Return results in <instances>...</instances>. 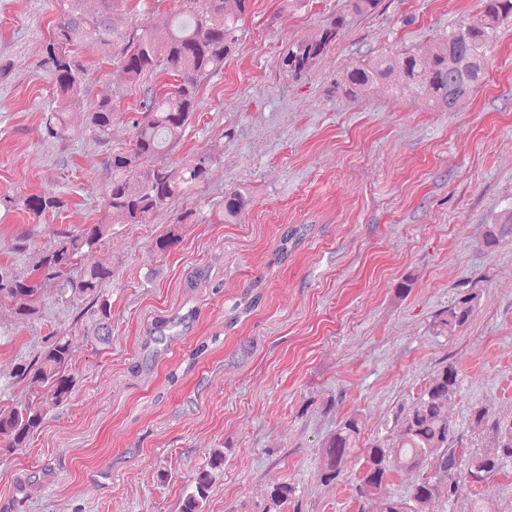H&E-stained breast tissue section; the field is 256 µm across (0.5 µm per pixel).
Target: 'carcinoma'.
Returning <instances> with one entry per match:
<instances>
[{"label": "carcinoma", "instance_id": "1", "mask_svg": "<svg viewBox=\"0 0 512 512\" xmlns=\"http://www.w3.org/2000/svg\"><path fill=\"white\" fill-rule=\"evenodd\" d=\"M96 14L82 9V0H60V13L45 45L43 65L55 78L56 105L47 115L43 132L49 138L62 135L66 115L83 103L86 65L80 50L92 48L116 65L117 75L140 92L141 118L133 122L131 149L113 154L112 183L106 191L104 217L95 224L59 233L58 242L46 251L26 275L12 265L0 263V302L12 304L23 319L39 315L38 302L46 281L57 283L64 302L86 301L82 313L84 335L94 344L107 346L112 338V269L94 260L97 247L112 235L114 227L143 224L170 201L188 196L206 181L214 156L206 151L187 156L172 166L159 162L180 144L198 107L202 82L224 67V58L238 42V32L251 0H185L176 14L158 16L142 33L119 35L110 21L113 0H98ZM379 0H346L344 9L313 37L299 40L282 56V67L298 78L311 70L342 33L360 18L373 14ZM512 21V0H482L481 11L436 37L428 56L409 51L391 55L366 54L336 74V94L355 100L377 89L395 95L422 96L437 110L457 112L470 99L484 78L488 54L506 20ZM158 74L173 77L171 88L148 81ZM92 131L101 137L112 123V101L102 100L87 113ZM5 206L20 207L35 217L63 207L51 192L3 198ZM247 202L239 190L224 193V217H233ZM307 233V226L286 231L279 241L281 258L288 257ZM177 225L157 239L154 251L165 254L178 247ZM477 294L461 293L438 322L442 331L453 333L465 325L476 305ZM72 337L53 331L29 360L11 373L32 393L28 401L0 407V451L27 448L42 431L44 407L67 402L76 385L69 368ZM459 372L443 366L411 404L400 410L396 439L376 438L368 443L357 492L379 500L380 512H425L440 491L453 498L457 476L465 473L474 482L497 474L512 461V420L492 419L488 408L472 412L474 429L489 430L498 440L499 453L487 455L454 447L453 423L445 412L459 389ZM361 428L356 419L341 423L321 445V482L336 483L357 447ZM395 474L413 478L406 499H379L383 487ZM224 475V451L217 448L198 468L185 487L180 512H203L217 480ZM299 503L297 487L277 482L265 487L254 505L241 512H285Z\"/></svg>", "mask_w": 512, "mask_h": 512}]
</instances>
